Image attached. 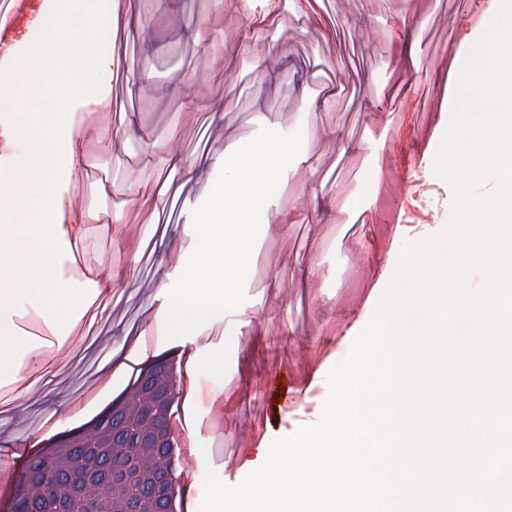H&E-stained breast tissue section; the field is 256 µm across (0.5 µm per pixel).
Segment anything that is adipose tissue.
<instances>
[{"mask_svg":"<svg viewBox=\"0 0 512 512\" xmlns=\"http://www.w3.org/2000/svg\"><path fill=\"white\" fill-rule=\"evenodd\" d=\"M56 154L31 139L26 163L9 188L0 193V206L22 214L38 207L40 223L0 224V319L13 308L30 300L42 304L53 318L71 322L73 313H84L90 294H102L111 288L108 279L95 268H87V289L72 287L51 278L45 263L58 249L50 218L56 206L54 169Z\"/></svg>","mask_w":512,"mask_h":512,"instance_id":"1","label":"adipose tissue"}]
</instances>
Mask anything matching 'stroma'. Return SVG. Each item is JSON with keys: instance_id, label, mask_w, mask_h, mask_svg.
<instances>
[{"instance_id": "1", "label": "stroma", "mask_w": 512, "mask_h": 512, "mask_svg": "<svg viewBox=\"0 0 512 512\" xmlns=\"http://www.w3.org/2000/svg\"><path fill=\"white\" fill-rule=\"evenodd\" d=\"M53 0H0V68L33 44ZM102 84L86 131L57 173L55 223L81 225L83 263L112 279L45 374L23 367L0 402V461L35 430L63 425L119 374L102 365L137 334L174 344L194 392L180 418L197 447L185 487L206 469L240 483L274 439L315 423L326 376L372 319L404 241L440 234L453 194L434 171L459 70L482 33L468 0H272L241 23L220 0H112ZM405 112V127L396 115ZM302 129L303 144L264 207L245 302L174 341L162 296L196 244L192 212L221 159L261 127ZM358 143L344 149L337 134ZM184 157L192 175L172 168ZM427 206L406 210L415 174ZM167 184L163 197L148 187Z\"/></svg>"}]
</instances>
